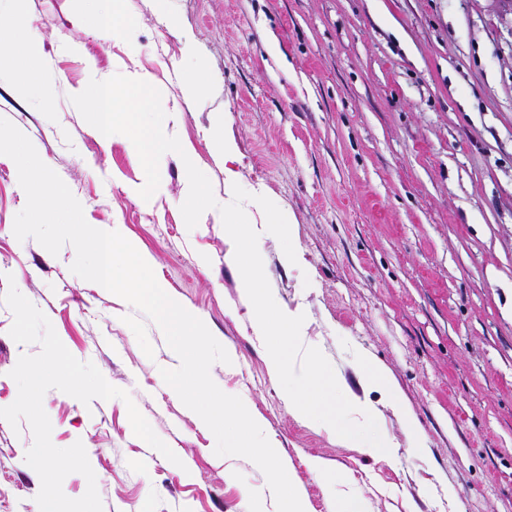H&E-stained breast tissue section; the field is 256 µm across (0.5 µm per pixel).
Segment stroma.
I'll return each instance as SVG.
<instances>
[{
    "instance_id": "obj_1",
    "label": "stroma",
    "mask_w": 512,
    "mask_h": 512,
    "mask_svg": "<svg viewBox=\"0 0 512 512\" xmlns=\"http://www.w3.org/2000/svg\"><path fill=\"white\" fill-rule=\"evenodd\" d=\"M49 71L26 88L29 59L6 60L0 117L84 202L99 228L154 262L158 284L195 310L236 357L214 364L224 392L247 397L300 479L311 512L355 496L364 512H512V0H125L131 27L105 41L76 33L84 0H24ZM175 17L166 25L155 15ZM81 42L63 49L64 38ZM150 73L168 125L224 197V161L211 139L219 115L246 186L263 185L287 216L306 259L285 264L277 238L258 246L275 301L303 310L304 342L378 412L386 461L349 448L292 416L269 372L263 339L223 225L187 229L178 154L159 163L150 200L138 155L123 135L91 132L70 96L88 64ZM207 85L185 98L175 68ZM16 165L0 157V408L17 398L10 372L36 354L9 335V284L51 321L68 351L129 393L178 456L171 463L137 437L125 403L90 404L52 389L43 398L51 440L91 448L103 512H248L265 486L249 459L215 455V437L170 396L159 366L168 345L143 312L73 274L74 249L51 255L17 240L26 203ZM389 375L413 429L363 384V358ZM27 422L0 419V512H39L40 479L25 461ZM319 457L345 474L327 485L306 466Z\"/></svg>"
}]
</instances>
